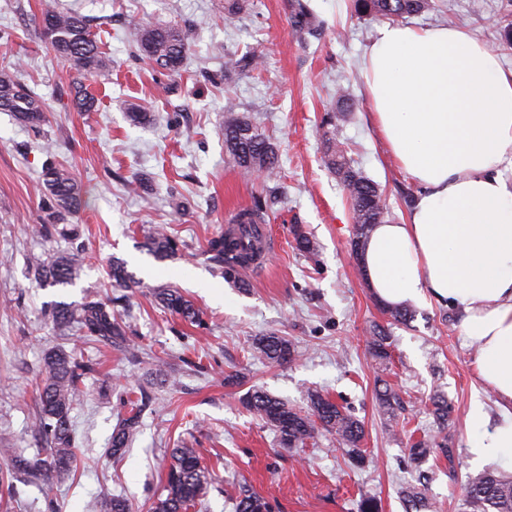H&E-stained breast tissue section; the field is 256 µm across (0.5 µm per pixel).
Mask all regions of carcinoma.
Returning <instances> with one entry per match:
<instances>
[{"label": "carcinoma", "instance_id": "carcinoma-1", "mask_svg": "<svg viewBox=\"0 0 512 512\" xmlns=\"http://www.w3.org/2000/svg\"><path fill=\"white\" fill-rule=\"evenodd\" d=\"M435 7L433 0H351V10L359 17L399 20L419 15ZM291 15L292 34L299 40L316 36L320 23L303 0H293ZM249 9L248 0H226L224 24L231 26L240 14ZM40 38L53 55L70 64L79 79L74 82L73 104L80 112H94L97 99L87 91L85 81L102 82L109 79L112 63L91 33L87 17L74 10H62L57 0H43L38 20ZM136 53L161 75L180 74L189 49L186 31L177 25L158 26L141 24L135 33ZM0 112H9L22 125L37 129L48 122L49 108L45 100L21 79L19 69L0 70ZM323 136L327 144V168L336 176L347 193L353 211V237L351 245L362 249L373 227L388 222L389 210L377 185L355 168L336 148V115L326 114ZM224 150L233 157L243 175L262 178L263 194L255 198L251 207L234 217L240 225L265 220L267 208L272 204L270 184H278L279 159L276 145L252 121L238 111V105L227 98L224 105ZM42 202L35 231L48 224H67L79 213L82 200L71 168L50 161L43 173ZM144 249L157 261L176 255L174 239L164 230L152 231L143 243ZM206 253L216 270L227 280H237L241 271L249 268L252 252L243 247L234 233L220 235L208 241ZM82 253L73 250L36 269L37 279L45 286L68 285L75 270L81 265ZM109 277L114 288H133L138 281L119 259L112 260ZM161 305L191 323L199 321V312L181 293L172 289L157 292ZM52 321L63 333L79 332L85 342L102 339L122 341L126 330L112 314V306L102 300L88 298L78 308L65 303L55 305ZM372 355L378 360L389 356V336L380 328L374 330L368 342ZM256 356L278 365L295 360V347L284 336H262L254 342ZM43 383L38 391L39 413L32 428L39 437L41 447L32 460H18L27 483L47 489L51 480L76 471L77 456L72 435L70 413L83 399V375L91 370L74 357L58 348L44 358ZM379 407L387 414L394 412L397 396L388 384L377 391ZM242 403L253 414L270 426L283 448H300L319 428L336 437L338 444L347 449L355 460L363 459L361 443L365 436L363 423L337 403L319 392L310 395V411L296 410L270 393L253 389ZM140 406L129 411L112 433L108 452L122 455L140 422ZM431 414L437 424V435L416 441L409 448L410 459L417 465L434 453L448 460L453 467L455 451L444 435L448 427V399L436 395L431 401ZM166 472V491L157 499L151 512H188L204 495L213 480V474L201 463L194 448H173L169 453ZM406 512H439L436 502L426 498L415 487L403 491ZM466 501L471 512H512V475L500 471H487L473 477L467 485ZM235 512H271L268 501L241 485Z\"/></svg>", "mask_w": 512, "mask_h": 512}]
</instances>
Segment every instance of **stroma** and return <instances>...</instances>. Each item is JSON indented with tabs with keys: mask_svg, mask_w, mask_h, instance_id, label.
Returning <instances> with one entry per match:
<instances>
[{
	"mask_svg": "<svg viewBox=\"0 0 512 512\" xmlns=\"http://www.w3.org/2000/svg\"><path fill=\"white\" fill-rule=\"evenodd\" d=\"M92 20L112 62L108 83L92 84L94 112L74 110L76 76L48 54L31 20L41 0H0V67L23 61L22 78L51 109L40 132L0 112V471L18 449L38 447L32 422L43 357L65 347L96 362L83 377L86 395L72 412L79 474L54 480L46 491L17 484L0 512H105L108 495H120L132 512H149L163 496L168 451L188 445L216 476L203 496V512H234L240 483H247L272 512H360L363 497L379 512H405L400 491L423 488L442 512H468L465 486L495 458L474 461L479 435L467 413L480 399L490 416L500 402L475 369V347L462 333L459 310L438 303L412 304V319L391 322L350 250L353 219L342 187L325 164L321 122L335 111L347 156L378 184L387 207L405 220L420 187L390 156L373 125L363 77L366 51L380 20L353 16L350 0H307L324 27L306 43L291 39L292 0H252L234 26L224 24L225 0H59ZM187 26L190 51L180 74L159 75L134 53L141 22ZM421 26L454 25L499 54L512 69L504 32L512 27V0H438L411 17ZM253 50L262 69L242 73L232 62ZM349 93L336 112V91ZM235 99L278 148L280 190L267 219L275 252L236 284L217 274L205 255L235 212L261 190L244 179L224 152V101ZM152 120L131 125L130 105ZM72 168L85 208L75 217L78 241L31 229L40 206L42 168L48 158ZM151 175L148 189L131 187L134 174ZM165 226L179 250L159 262L141 247L153 227ZM301 226L315 245L306 257L291 230ZM82 245L85 262L73 283L41 287L34 270ZM126 261L138 280L114 288L112 259ZM206 278L209 289L196 287ZM158 288L178 289L202 313L184 321L156 301ZM114 300L127 325L122 346L86 345L80 335L60 336L55 303ZM386 328L390 357L378 366L367 345L374 327ZM288 337L299 357L279 366L254 357L256 338ZM387 382L402 407L385 415L375 393ZM260 388L297 409L319 392L364 424V467H353L333 435L318 431L304 447L284 449L275 432L247 411L240 398ZM147 393L140 427L121 460L106 456L127 399ZM441 394L453 408L448 440L456 460L432 457L410 467L409 448L436 431L429 399Z\"/></svg>",
	"mask_w": 512,
	"mask_h": 512,
	"instance_id": "35a3bbf8",
	"label": "stroma"
}]
</instances>
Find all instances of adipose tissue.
Segmentation results:
<instances>
[{
    "mask_svg": "<svg viewBox=\"0 0 512 512\" xmlns=\"http://www.w3.org/2000/svg\"><path fill=\"white\" fill-rule=\"evenodd\" d=\"M373 120L422 190L403 222L376 225L362 266L390 305L436 301L462 312L481 380L504 403L478 457L512 455V187L498 166L512 147V70L461 29H378L365 60Z\"/></svg>",
    "mask_w": 512,
    "mask_h": 512,
    "instance_id": "adipose-tissue-1",
    "label": "adipose tissue"
}]
</instances>
